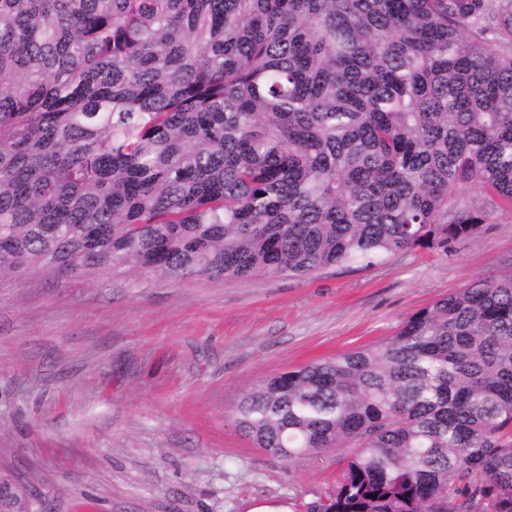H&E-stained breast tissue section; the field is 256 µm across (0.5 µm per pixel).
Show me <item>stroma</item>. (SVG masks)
<instances>
[{"label":"stroma","mask_w":512,"mask_h":512,"mask_svg":"<svg viewBox=\"0 0 512 512\" xmlns=\"http://www.w3.org/2000/svg\"><path fill=\"white\" fill-rule=\"evenodd\" d=\"M512 268V211L454 254L405 252L305 277L177 280L137 268L0 278V466L43 512H250L332 488L334 456L257 448L233 405L272 374L393 336Z\"/></svg>","instance_id":"stroma-1"}]
</instances>
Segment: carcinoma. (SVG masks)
Listing matches in <instances>:
<instances>
[{
	"label": "carcinoma",
	"instance_id": "cac0c4a2",
	"mask_svg": "<svg viewBox=\"0 0 512 512\" xmlns=\"http://www.w3.org/2000/svg\"><path fill=\"white\" fill-rule=\"evenodd\" d=\"M512 0H0V277H307L512 210ZM305 512H512V269L233 407Z\"/></svg>",
	"mask_w": 512,
	"mask_h": 512
}]
</instances>
